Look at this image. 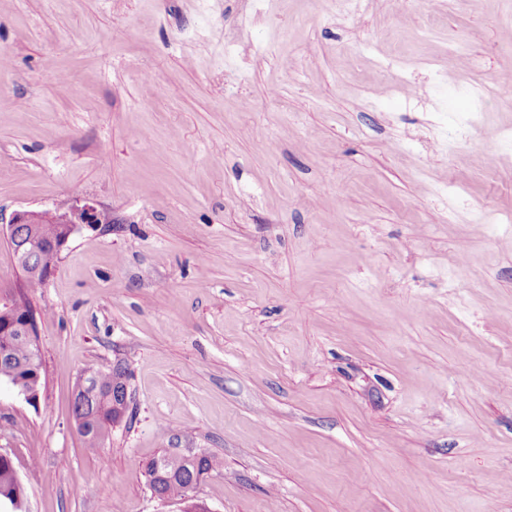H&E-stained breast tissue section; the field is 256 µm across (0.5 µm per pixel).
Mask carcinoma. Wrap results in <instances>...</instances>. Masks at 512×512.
Returning a JSON list of instances; mask_svg holds the SVG:
<instances>
[{
  "mask_svg": "<svg viewBox=\"0 0 512 512\" xmlns=\"http://www.w3.org/2000/svg\"><path fill=\"white\" fill-rule=\"evenodd\" d=\"M64 230L55 224H43L38 228L42 247L34 257L41 273L46 274L55 268L58 262L53 242L59 239ZM20 301L24 310L9 309L0 314V382L12 386L21 385L29 388L41 386L35 371L42 367L40 349L34 343L19 339L18 334L25 329L27 314L32 307L26 294L18 292L12 302ZM112 371H102L96 367L86 368L78 377L72 399V413L79 435L85 448L94 450L102 446L112 430ZM223 462L216 456L205 455L196 462L181 465L176 474L167 481H162L157 491L170 497L182 496L185 486L192 476L200 473L219 472ZM13 462L0 456V503L4 504L18 496H24V487L16 484L13 475Z\"/></svg>",
  "mask_w": 512,
  "mask_h": 512,
  "instance_id": "cac0c4a2",
  "label": "carcinoma"
}]
</instances>
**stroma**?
<instances>
[{"mask_svg": "<svg viewBox=\"0 0 512 512\" xmlns=\"http://www.w3.org/2000/svg\"><path fill=\"white\" fill-rule=\"evenodd\" d=\"M507 28L512 0H0V212L108 214L28 294L38 406L0 385L25 512H179L142 467L188 451L224 463L211 512H512ZM119 359L92 452L74 384Z\"/></svg>", "mask_w": 512, "mask_h": 512, "instance_id": "35a3bbf8", "label": "stroma"}]
</instances>
